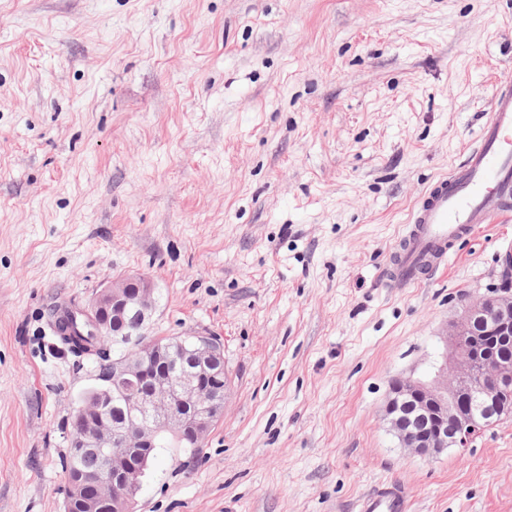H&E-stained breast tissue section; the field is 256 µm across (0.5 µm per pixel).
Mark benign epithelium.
I'll return each mask as SVG.
<instances>
[{"label":"benign epithelium","instance_id":"1","mask_svg":"<svg viewBox=\"0 0 512 512\" xmlns=\"http://www.w3.org/2000/svg\"><path fill=\"white\" fill-rule=\"evenodd\" d=\"M155 288L141 277L116 279L94 298L87 315L100 335L119 336L110 386L74 411L71 456L105 459L94 488L67 469L66 512H130L159 440L200 447L224 416L230 379L224 344L216 336L149 338L142 329L156 306ZM494 335L488 341L485 336ZM512 342V292L502 288L468 302L450 332L452 353L432 381L399 378L390 386L384 417L403 447L433 458L465 448L485 425L460 401H495L512 388V356L496 352ZM457 430L448 435V419Z\"/></svg>","mask_w":512,"mask_h":512}]
</instances>
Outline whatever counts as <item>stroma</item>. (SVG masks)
I'll list each match as a JSON object with an SVG mask.
<instances>
[{
    "instance_id": "obj_1",
    "label": "stroma",
    "mask_w": 512,
    "mask_h": 512,
    "mask_svg": "<svg viewBox=\"0 0 512 512\" xmlns=\"http://www.w3.org/2000/svg\"><path fill=\"white\" fill-rule=\"evenodd\" d=\"M512 79V0H0V512H64L95 363L48 319L141 276L151 336L221 338L231 395L132 512H512V415L425 458L384 419L498 288L512 218L384 282ZM411 500L407 489L397 480L373 486L357 502L354 512H409Z\"/></svg>"
}]
</instances>
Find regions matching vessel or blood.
Masks as SVG:
<instances>
[{
  "instance_id": "vessel-or-blood-1",
  "label": "vessel or blood",
  "mask_w": 512,
  "mask_h": 512,
  "mask_svg": "<svg viewBox=\"0 0 512 512\" xmlns=\"http://www.w3.org/2000/svg\"><path fill=\"white\" fill-rule=\"evenodd\" d=\"M512 212V83H501L475 146L465 160L436 179L414 206L399 239L388 282L413 287L443 265L458 243L492 217ZM403 484L373 486L355 512H409Z\"/></svg>"
}]
</instances>
